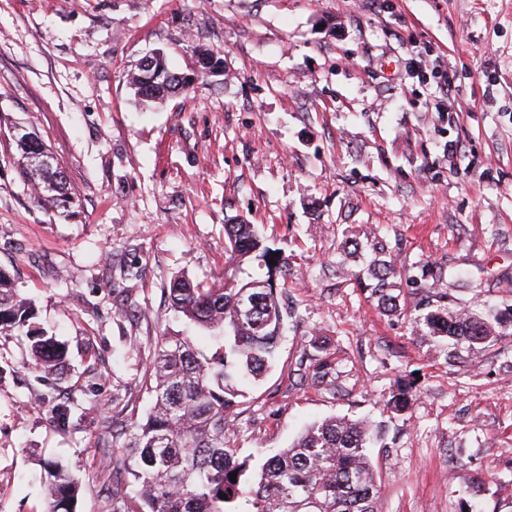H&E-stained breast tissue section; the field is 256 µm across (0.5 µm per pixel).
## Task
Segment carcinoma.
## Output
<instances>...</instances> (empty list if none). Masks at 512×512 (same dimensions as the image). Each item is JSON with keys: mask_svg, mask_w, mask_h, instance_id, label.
Returning <instances> with one entry per match:
<instances>
[{"mask_svg": "<svg viewBox=\"0 0 512 512\" xmlns=\"http://www.w3.org/2000/svg\"><path fill=\"white\" fill-rule=\"evenodd\" d=\"M179 71L163 62L161 69H136L130 85L145 102L185 90ZM17 165L23 178L38 187L37 201L66 209L74 204L66 174L37 137L16 141ZM50 159L38 167L34 155ZM225 253L233 260L252 256L268 263L270 250L252 224L224 225ZM370 298L386 314L401 310L400 295L390 288L399 271L382 241L372 243ZM170 308L187 323L208 333L205 341L165 336L145 356L143 386L151 394L146 416L125 409L127 389L112 391L107 417L112 442V512H380L372 463L368 422L332 417L310 424L292 444L263 463L254 479L239 461L226 420L249 389L280 358L286 316L272 275L241 280L224 276L218 284L181 277L163 289ZM435 300L419 308L413 322L440 353L452 359V347L465 344L477 352L500 335L493 314L448 305V281L439 280ZM32 307L18 299L10 276L0 269V336L23 333L36 365L48 373L61 365L65 349L55 336L33 328ZM308 372L316 386L335 383L336 362L311 359ZM416 389H398L387 402L395 414L411 409ZM237 472L236 482L230 473ZM48 491L46 512H74L79 478L59 462L44 466Z\"/></svg>", "mask_w": 512, "mask_h": 512, "instance_id": "carcinoma-1", "label": "carcinoma"}]
</instances>
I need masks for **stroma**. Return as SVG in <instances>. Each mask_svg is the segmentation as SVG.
I'll use <instances>...</instances> for the list:
<instances>
[{"mask_svg":"<svg viewBox=\"0 0 512 512\" xmlns=\"http://www.w3.org/2000/svg\"><path fill=\"white\" fill-rule=\"evenodd\" d=\"M200 49L222 51L223 76L139 105L144 57L189 73ZM0 115L52 149L74 194L65 217L38 203L0 133V268L68 350L45 377L26 337L0 336V512H43L49 460L80 479L76 512H111L112 387L145 414L140 352L189 333L161 290L223 281L236 220L288 263L281 361L229 418L249 473L304 424L368 417L382 512H512V327L448 364L413 328L417 295L382 314L342 250L377 235L394 287L453 271L455 304L512 313V0H0ZM318 353L335 385L300 379ZM401 379L419 393L396 415Z\"/></svg>","mask_w":512,"mask_h":512,"instance_id":"obj_1","label":"stroma"}]
</instances>
